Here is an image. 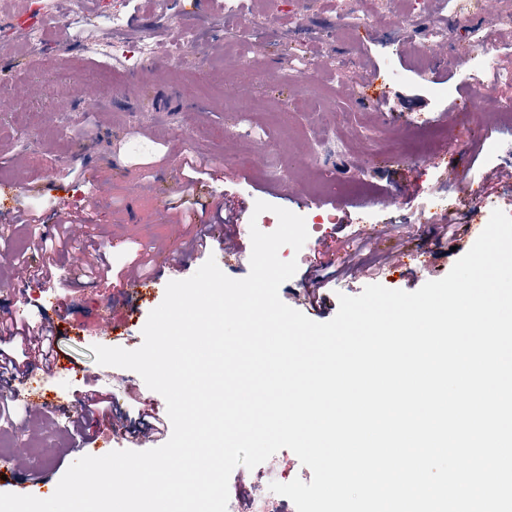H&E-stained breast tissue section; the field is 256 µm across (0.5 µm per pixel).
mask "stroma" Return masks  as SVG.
<instances>
[{
	"mask_svg": "<svg viewBox=\"0 0 512 512\" xmlns=\"http://www.w3.org/2000/svg\"><path fill=\"white\" fill-rule=\"evenodd\" d=\"M44 13L73 15L50 29L38 52L15 47L10 25L29 0H0V193L12 208L0 214V246L26 265L42 263L45 241L63 219L81 220L87 251L107 253L115 270L138 269L163 300L169 277L163 256L170 204L186 199L196 221L185 238L203 232L230 197L249 208L235 218L249 240L251 226H278L269 211L252 215L262 200L305 219L308 239L295 275L279 290L288 306L316 322L331 320L339 294L355 296L370 284L412 292L444 277L474 244L491 212L512 215V125L481 112H458L454 102L478 96L512 99V84L474 85L476 46L495 40L496 64L512 70V0H245L242 18L225 13L224 0H41ZM452 23L447 43L428 46L420 25L437 15ZM416 24H409V17ZM253 40L241 53L226 50L238 23ZM160 48L146 59L141 41ZM111 43L120 60L110 77H98L101 60L91 42ZM307 63L297 78L288 58ZM336 60L335 69L324 65ZM56 80L45 84V71ZM375 82H368V73ZM312 100L341 124L328 131L303 109ZM204 162L207 172L186 185L184 163ZM322 199L319 207L308 206ZM445 199L447 210L434 207ZM68 209H60V201ZM35 215L38 228L20 229L16 218ZM453 219L457 233L437 227ZM234 279L250 272V252L225 251L219 238L183 255V277L208 258ZM335 279L306 293L322 269ZM154 301L124 295L118 283L85 276L77 252L58 259L52 281L0 276V322L49 328L56 369L40 365L16 382L53 394L54 406L32 416L22 402L0 404V420L25 449L22 464L0 493L35 494L37 478L59 482L76 449L98 447L101 414L82 416L80 398L94 383L110 387L112 407L131 426L157 394L125 398L124 368L102 366L92 350L98 326L111 317L113 344L138 348ZM238 512H292L274 482H311V470L289 449L254 469L239 466Z\"/></svg>",
	"mask_w": 512,
	"mask_h": 512,
	"instance_id": "1",
	"label": "stroma"
}]
</instances>
